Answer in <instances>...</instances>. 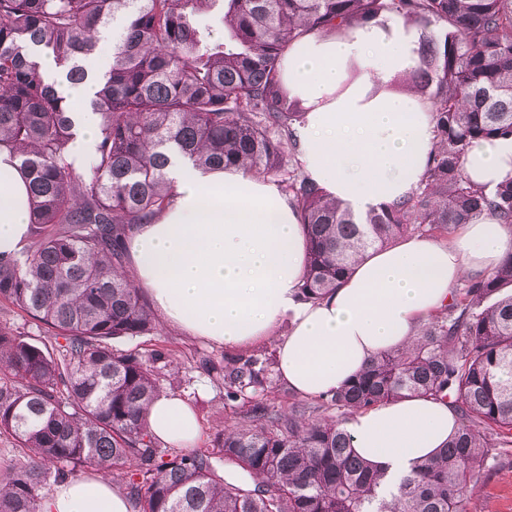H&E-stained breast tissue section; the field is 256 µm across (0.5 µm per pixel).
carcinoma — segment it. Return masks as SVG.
<instances>
[{
    "label": "carcinoma",
    "mask_w": 512,
    "mask_h": 512,
    "mask_svg": "<svg viewBox=\"0 0 512 512\" xmlns=\"http://www.w3.org/2000/svg\"><path fill=\"white\" fill-rule=\"evenodd\" d=\"M382 16L422 30L417 65L394 89L431 112L435 144L415 191L356 214L302 170L304 107L282 61L313 32L343 35ZM107 34L109 60L91 73L84 61ZM60 81L89 85L100 117L84 167L71 160L76 113ZM507 135L512 0H0V150L30 191L28 244L0 255V299L51 332L42 347L0 328V436L20 448L0 465V512H40L54 486L89 467L120 479L134 512H468L512 447V251L463 279L407 346L313 406L258 399L275 375L263 349L203 363L224 379V408L248 405L204 450L163 447L147 426L169 353L111 341L157 331L124 239L171 202L174 162L275 179L308 240L298 297L315 303L370 249L446 239L487 212L511 229L512 179L488 192L464 166L470 144ZM406 396L451 404L458 428L392 492L342 424ZM223 465L242 475L225 478Z\"/></svg>",
    "instance_id": "carcinoma-1"
}]
</instances>
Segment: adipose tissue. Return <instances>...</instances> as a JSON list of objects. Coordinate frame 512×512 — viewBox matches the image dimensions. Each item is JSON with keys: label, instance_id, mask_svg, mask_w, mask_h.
Wrapping results in <instances>:
<instances>
[{"label": "adipose tissue", "instance_id": "ef3b65f1", "mask_svg": "<svg viewBox=\"0 0 512 512\" xmlns=\"http://www.w3.org/2000/svg\"><path fill=\"white\" fill-rule=\"evenodd\" d=\"M417 27L384 18L347 35L314 33L288 51L282 78L305 114L296 126L310 179L362 213L409 195L434 146L433 123L416 94L393 92L418 61ZM474 182L494 190L512 178V137L474 142L465 157ZM171 203L127 240L135 283L170 325L220 346H247L282 321L280 378L317 398L353 378L374 357L414 338L451 298L462 277L492 270L512 234L485 217L440 243L411 237L369 251L323 301L298 299L307 241L298 211L267 180L242 170L171 167ZM27 182L0 151V254L13 256L28 231ZM151 432L192 448L201 427L191 404L162 393L146 412ZM458 424L448 403L402 398L351 415L352 450L391 483L431 458ZM40 512H133L128 496L90 472L58 485Z\"/></svg>", "mask_w": 512, "mask_h": 512}]
</instances>
